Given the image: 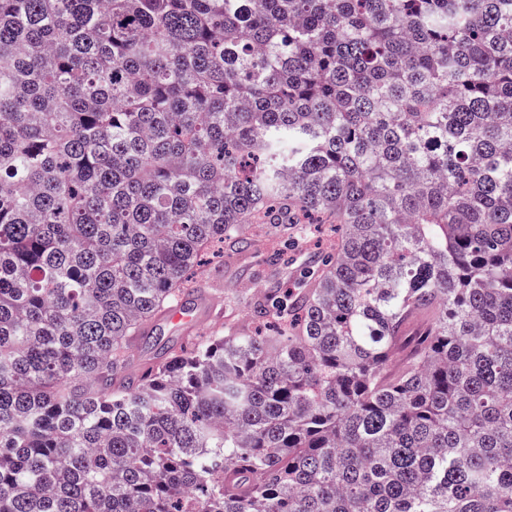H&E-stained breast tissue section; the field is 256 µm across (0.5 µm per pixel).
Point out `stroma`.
Here are the masks:
<instances>
[{
    "label": "stroma",
    "instance_id": "stroma-1",
    "mask_svg": "<svg viewBox=\"0 0 512 512\" xmlns=\"http://www.w3.org/2000/svg\"><path fill=\"white\" fill-rule=\"evenodd\" d=\"M245 238L240 250L214 244L198 270L194 292L210 303L200 316L199 330L248 324L255 305L283 283L303 279L317 247L316 233L285 241L270 224L251 225ZM146 334L128 365L129 374H141L191 339L187 328L166 316L150 323Z\"/></svg>",
    "mask_w": 512,
    "mask_h": 512
}]
</instances>
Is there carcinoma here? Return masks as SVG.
<instances>
[{"label": "carcinoma", "mask_w": 512, "mask_h": 512, "mask_svg": "<svg viewBox=\"0 0 512 512\" xmlns=\"http://www.w3.org/2000/svg\"><path fill=\"white\" fill-rule=\"evenodd\" d=\"M250 224L274 334L127 376ZM0 512H512V0H0Z\"/></svg>", "instance_id": "1"}]
</instances>
